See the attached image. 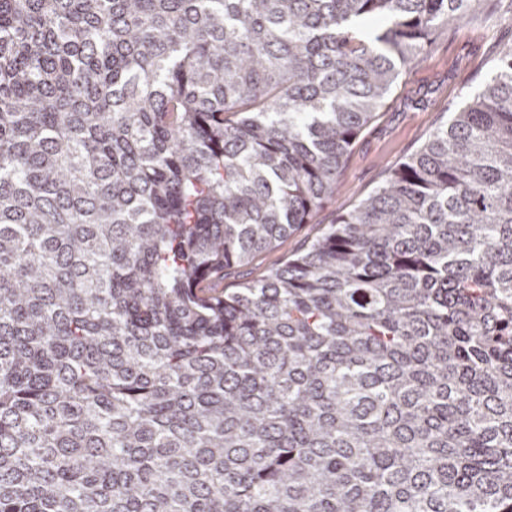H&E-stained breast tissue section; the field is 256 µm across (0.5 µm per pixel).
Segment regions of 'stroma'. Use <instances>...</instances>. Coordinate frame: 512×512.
<instances>
[{
    "mask_svg": "<svg viewBox=\"0 0 512 512\" xmlns=\"http://www.w3.org/2000/svg\"><path fill=\"white\" fill-rule=\"evenodd\" d=\"M512 47V17L453 24L439 30L418 60L405 66L371 124L360 134L337 179L332 198L309 224L250 263L226 270L212 292L238 288L267 275L318 237L340 212L352 210L388 172L413 153L450 112L492 75L501 50Z\"/></svg>",
    "mask_w": 512,
    "mask_h": 512,
    "instance_id": "1",
    "label": "stroma"
}]
</instances>
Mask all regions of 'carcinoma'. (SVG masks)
Listing matches in <instances>:
<instances>
[{
  "mask_svg": "<svg viewBox=\"0 0 512 512\" xmlns=\"http://www.w3.org/2000/svg\"><path fill=\"white\" fill-rule=\"evenodd\" d=\"M484 0H0V512H512V49L301 253ZM495 16L440 29L418 60L402 69L383 106L355 142L332 198L309 224L250 263L224 271V281L211 282L206 289L218 293L239 288L279 267L334 224L340 212L356 207L447 122L448 112L459 109L493 74L499 52L512 47L511 13Z\"/></svg>",
  "mask_w": 512,
  "mask_h": 512,
  "instance_id": "cac0c4a2",
  "label": "carcinoma"
}]
</instances>
